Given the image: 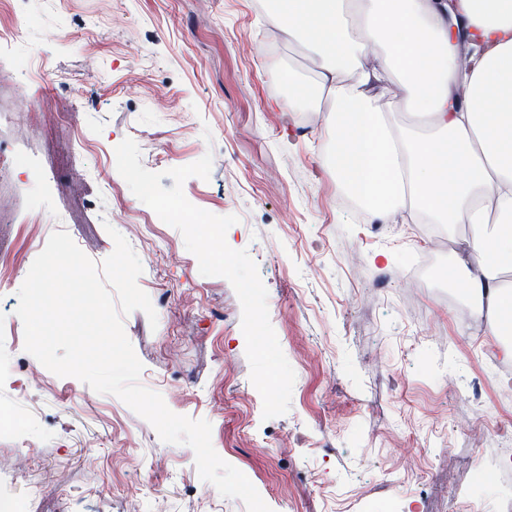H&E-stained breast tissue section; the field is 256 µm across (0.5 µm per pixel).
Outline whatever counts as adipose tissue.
I'll return each instance as SVG.
<instances>
[{"mask_svg": "<svg viewBox=\"0 0 512 512\" xmlns=\"http://www.w3.org/2000/svg\"><path fill=\"white\" fill-rule=\"evenodd\" d=\"M269 24L315 66L290 100L326 115L337 195L448 225L449 283L511 335L512 0H271Z\"/></svg>", "mask_w": 512, "mask_h": 512, "instance_id": "adipose-tissue-1", "label": "adipose tissue"}]
</instances>
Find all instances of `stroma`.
<instances>
[{
	"label": "stroma",
	"instance_id": "35a3bbf8",
	"mask_svg": "<svg viewBox=\"0 0 512 512\" xmlns=\"http://www.w3.org/2000/svg\"><path fill=\"white\" fill-rule=\"evenodd\" d=\"M20 23L51 79L19 88L0 72V143L41 159L65 156L66 110L86 142L51 187V210L95 263L114 250L107 225L130 227L157 324L132 311L125 334L143 365L140 383L174 413L212 426L218 455L253 484L271 512H494L487 468L512 445V401L488 361L501 341L455 325V303L434 280L406 292L416 224L393 236L338 205L321 161L320 113L285 118L284 87L262 64L301 78L302 49L273 37L256 0H0V23ZM132 139L141 163L165 170L213 158L209 180L188 178L186 198L236 215L226 233L247 251L268 291L270 322L295 372L287 413L263 419L250 380L242 309L231 283L200 274L182 234L116 168ZM57 229L0 224V263L27 276ZM359 254L362 277L345 261ZM19 283L0 286V410L28 416L32 449L0 440V492L28 512H140L138 490L165 491L167 512H246L202 481L195 454L168 444L110 394L46 369L24 349ZM452 373L479 380L482 397L450 390ZM27 399L15 403L17 385ZM483 423V445L460 427Z\"/></svg>",
	"mask_w": 512,
	"mask_h": 512
}]
</instances>
